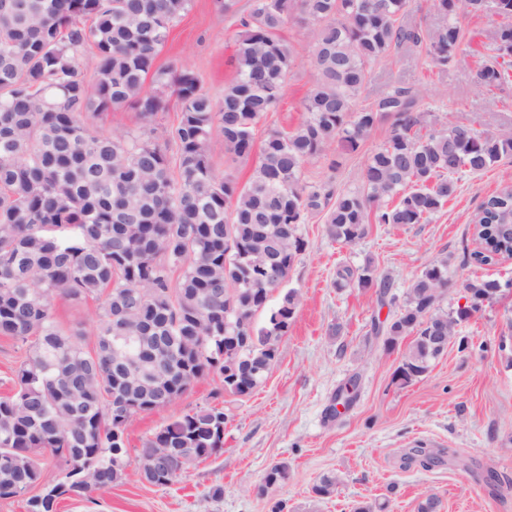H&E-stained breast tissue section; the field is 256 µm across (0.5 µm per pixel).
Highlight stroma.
<instances>
[{"mask_svg": "<svg viewBox=\"0 0 512 512\" xmlns=\"http://www.w3.org/2000/svg\"><path fill=\"white\" fill-rule=\"evenodd\" d=\"M236 16L218 0H192L171 29L156 60L158 67L186 64L214 101L235 76ZM300 13H292L284 36L296 48L282 108L262 120L259 131L295 127L302 101L315 80L313 46ZM477 58L435 67L424 52L400 46L370 67L358 106L369 105L396 86L417 92L431 116V133L449 120L479 130L512 128V79L487 88L478 83ZM389 134L379 124L362 147L346 152L329 145L309 162L304 179L337 189L363 188V167ZM512 181V160L480 175L463 174L455 198L419 224H372L354 244L330 240L324 218L309 215L300 227L305 251L291 270L287 288L299 304L266 381L247 397L225 392L217 376L196 382L172 403L133 417L126 425L129 459L134 463L151 433L175 417L204 406L223 408L228 417L224 448L190 466L165 487L141 480L136 468L123 484L97 502H63L60 512H353L360 504L388 499L389 512H418L428 495L437 512H512V260L476 265L472 220L481 202ZM448 261V291L440 306L464 304L466 281L503 282L500 297L458 328L468 349L450 343L429 372L408 385L395 371L402 348L385 349L371 332L374 319L392 316L379 307L374 289L336 287V271L372 263L405 301L412 280L430 263ZM340 334H332L333 326ZM359 378L350 408L329 417L337 388ZM442 450L430 468L403 460L406 449ZM289 467L288 479L273 494L257 491L273 464ZM339 482L332 496L319 499L312 487L327 474ZM223 486L222 498L209 495Z\"/></svg>", "mask_w": 512, "mask_h": 512, "instance_id": "1", "label": "stroma"}]
</instances>
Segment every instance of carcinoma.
<instances>
[{
	"mask_svg": "<svg viewBox=\"0 0 512 512\" xmlns=\"http://www.w3.org/2000/svg\"><path fill=\"white\" fill-rule=\"evenodd\" d=\"M191 2L0 0V336L26 346L12 393L0 397V499L24 497L35 512H58L43 496L50 459L91 466L87 481L58 480L64 500L91 501L127 476L126 422L112 413L113 392L147 412L211 374L238 396L262 385L268 372L248 375L242 365L273 366L294 321L296 290L268 303L305 251L307 215L325 214L326 235L353 244L371 223H421L456 195L459 174L512 158L509 130L450 121L421 135L430 110L407 88L356 107L371 63L402 45L425 46L441 67L458 62L470 54L463 21L488 12L503 22L477 77L486 87L506 80L499 59L512 57V0H432L442 23L429 32L403 23L411 0H250L237 19L236 76L218 104L191 69L153 70ZM295 10L309 24L318 72L305 117L290 131L267 130L245 184L219 178L213 128L231 159L246 160L257 125L284 100L294 48L282 29ZM87 51L97 59L92 87L79 63ZM168 96L179 115L160 144L148 125ZM121 107L138 112L140 131L101 135L82 120ZM385 120L390 134L366 158L364 191L303 183L304 165L328 144L355 151ZM472 237L476 264L509 257L512 186L482 202ZM354 283L378 289L386 305L391 283L372 265L337 271L336 287ZM447 288L448 262L428 265L400 311L374 325L388 349L412 337L395 375L403 385L444 355L432 337L456 335L502 285L466 282V305L451 313L439 307ZM58 298L97 303L96 327H62ZM118 336L142 337L124 344L144 362L129 386L112 368ZM356 397L350 381L330 415ZM226 419L215 406L184 413L143 448H193L200 462L224 447ZM286 480L288 464L277 463L259 491ZM336 484L325 475L312 493L329 497Z\"/></svg>",
	"mask_w": 512,
	"mask_h": 512,
	"instance_id": "carcinoma-1",
	"label": "carcinoma"
}]
</instances>
